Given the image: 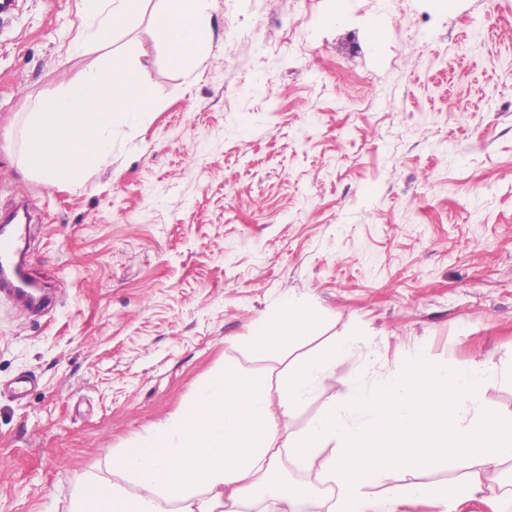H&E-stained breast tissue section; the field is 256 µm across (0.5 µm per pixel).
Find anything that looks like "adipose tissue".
I'll use <instances>...</instances> for the list:
<instances>
[{
	"instance_id": "adipose-tissue-1",
	"label": "adipose tissue",
	"mask_w": 512,
	"mask_h": 512,
	"mask_svg": "<svg viewBox=\"0 0 512 512\" xmlns=\"http://www.w3.org/2000/svg\"><path fill=\"white\" fill-rule=\"evenodd\" d=\"M210 0H159L151 15L153 40L175 67L195 69L207 48ZM321 320L312 304L284 303L258 320L242 347L277 356L291 339ZM351 344L343 339L296 363L279 389L268 378L225 363L195 389L165 424L116 449L110 476L79 485L70 512H288L302 498L292 480H274L282 452L313 470L317 449L330 447L323 482L336 485L330 512H396L398 504L426 499L445 507L467 487L409 486L389 503L368 498L390 469L431 468L469 457L486 468L512 459V415L483 410L476 397L489 364L431 363L418 354L396 381L369 386L364 373L348 382L342 407H328L288 447H281L278 416L305 406L329 379Z\"/></svg>"
}]
</instances>
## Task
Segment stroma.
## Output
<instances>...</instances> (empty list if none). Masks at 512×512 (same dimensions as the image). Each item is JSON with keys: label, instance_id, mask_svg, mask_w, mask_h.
Segmentation results:
<instances>
[{"label": "stroma", "instance_id": "35a3bbf8", "mask_svg": "<svg viewBox=\"0 0 512 512\" xmlns=\"http://www.w3.org/2000/svg\"><path fill=\"white\" fill-rule=\"evenodd\" d=\"M156 6L116 45L137 46L157 107L71 186L24 172L20 130L103 53L67 54L80 0H0V213H25L45 298L0 295V512H70L224 362L276 384L353 330L282 437L343 405L363 365L393 381L420 352L490 362L478 399L512 414V0H213L191 72L154 43ZM287 300L321 310L311 334L275 359L238 344ZM500 478L461 460L369 495L474 482L455 512H512Z\"/></svg>", "mask_w": 512, "mask_h": 512}]
</instances>
